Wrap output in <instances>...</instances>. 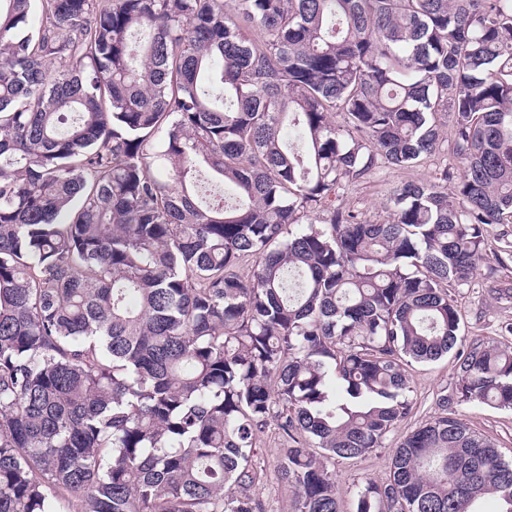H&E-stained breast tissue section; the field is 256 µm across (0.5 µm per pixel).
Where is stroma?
Segmentation results:
<instances>
[{"mask_svg": "<svg viewBox=\"0 0 512 512\" xmlns=\"http://www.w3.org/2000/svg\"><path fill=\"white\" fill-rule=\"evenodd\" d=\"M446 152H438L416 167H382L365 180L353 184L340 196L341 207L365 217L388 223L394 218L389 202L392 192L409 182L434 180L439 169L453 163ZM487 260L480 267L474 283L452 289L463 317V343L495 340L512 345V334L507 325L512 324V299H497L494 291L502 286L512 287V260L498 261L497 254L504 242H512V224H486L482 227ZM455 358L448 355L437 361L415 363L407 368L411 410L388 434L384 446L364 457L337 460L336 479L342 491L343 512H355V492L366 480L385 481L388 476L389 455L413 430L440 414L438 399L449 395L446 410L463 418L476 432L491 440L504 459L512 460V411L487 405L454 401ZM257 464L263 471L258 487L266 512H292L293 494L277 478L281 439L277 430L267 428L257 437Z\"/></svg>", "mask_w": 512, "mask_h": 512, "instance_id": "1", "label": "stroma"}]
</instances>
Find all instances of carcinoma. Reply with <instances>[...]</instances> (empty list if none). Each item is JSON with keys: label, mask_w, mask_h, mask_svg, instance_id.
Masks as SVG:
<instances>
[{"label": "carcinoma", "mask_w": 512, "mask_h": 512, "mask_svg": "<svg viewBox=\"0 0 512 512\" xmlns=\"http://www.w3.org/2000/svg\"><path fill=\"white\" fill-rule=\"evenodd\" d=\"M231 3L256 36L224 0H0V512H265L272 425L293 512H341L336 459L461 340L448 287L512 224V0ZM443 110L459 172L388 224L336 205L438 152ZM455 374L512 410V346ZM487 497L512 512V461L444 414L355 512Z\"/></svg>", "instance_id": "1"}]
</instances>
